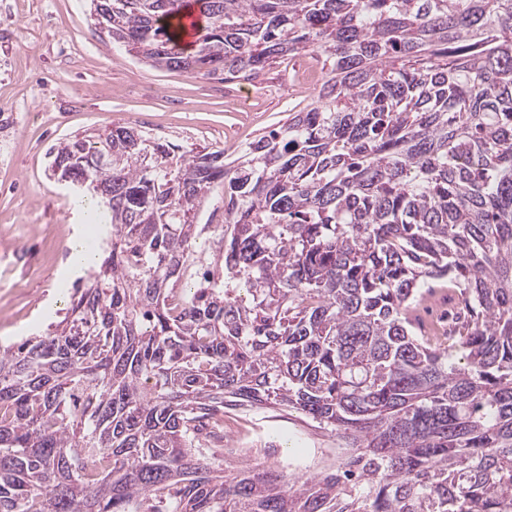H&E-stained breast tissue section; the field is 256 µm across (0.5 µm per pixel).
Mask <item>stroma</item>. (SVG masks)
Instances as JSON below:
<instances>
[{
  "label": "stroma",
  "mask_w": 512,
  "mask_h": 512,
  "mask_svg": "<svg viewBox=\"0 0 512 512\" xmlns=\"http://www.w3.org/2000/svg\"><path fill=\"white\" fill-rule=\"evenodd\" d=\"M322 61L306 52L268 67L253 82L155 68L105 36L89 0H0V345L46 333L68 299L58 269L83 221L75 195L51 171V146L128 124L175 152L251 140L310 101L281 93ZM245 416L259 463L303 458L316 472L339 460L336 439L288 410Z\"/></svg>",
  "instance_id": "stroma-1"
}]
</instances>
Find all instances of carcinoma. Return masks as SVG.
<instances>
[{
	"label": "carcinoma",
	"instance_id": "1",
	"mask_svg": "<svg viewBox=\"0 0 512 512\" xmlns=\"http://www.w3.org/2000/svg\"><path fill=\"white\" fill-rule=\"evenodd\" d=\"M91 2L155 67L327 68L228 163L129 125L49 151L111 230L64 319L0 349V512H512V0ZM430 282L464 314L444 348ZM240 406L347 453L301 476L205 464L203 429ZM207 220L210 224L224 225V196L221 186H216L203 203L197 224H206Z\"/></svg>",
	"mask_w": 512,
	"mask_h": 512
}]
</instances>
